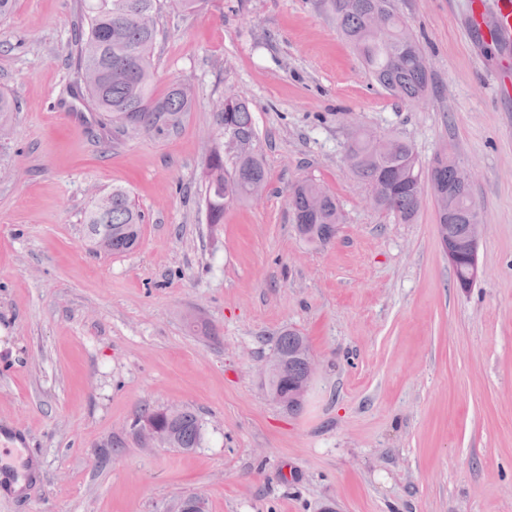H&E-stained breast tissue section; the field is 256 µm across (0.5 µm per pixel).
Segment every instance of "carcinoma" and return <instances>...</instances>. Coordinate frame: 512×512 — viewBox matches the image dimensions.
Returning a JSON list of instances; mask_svg holds the SVG:
<instances>
[{
	"label": "carcinoma",
	"mask_w": 512,
	"mask_h": 512,
	"mask_svg": "<svg viewBox=\"0 0 512 512\" xmlns=\"http://www.w3.org/2000/svg\"><path fill=\"white\" fill-rule=\"evenodd\" d=\"M160 0H84L85 28L75 39L77 59L83 73V87L94 105L121 125L153 127L170 122L187 110L190 93L178 85L162 97L154 95L153 56L157 27L142 25L140 16H156ZM337 24L370 75L402 102L425 96L430 80L424 54L417 43L402 39L405 23L396 12L394 0H331ZM220 126L231 131L241 143L232 168L224 167V150L213 149L201 171L205 184L208 223H224V210L246 203L266 188L263 160L252 149L254 119L247 103L234 95L224 99L217 114ZM389 154L378 155L364 139L346 146V157L354 160L355 175L375 193V208L399 220H412L420 207L424 168L412 146L391 138ZM439 182L450 197L436 201L438 223H448V207L455 219L449 234L461 237L468 216L477 211L470 186L462 171L450 159L436 169ZM289 206L300 235L310 244L325 246L336 238L342 214L336 199L320 184L305 179L296 182L289 193ZM144 215L128 192L114 187L94 201L85 212L88 236L93 245L104 244L106 251L119 254L133 250L140 239ZM307 338L286 329L276 341V350L288 356V375H298L302 362L295 351ZM146 418L168 432L171 447L193 451L201 447L204 427L191 410L172 415L165 410L148 413Z\"/></svg>",
	"instance_id": "carcinoma-1"
}]
</instances>
